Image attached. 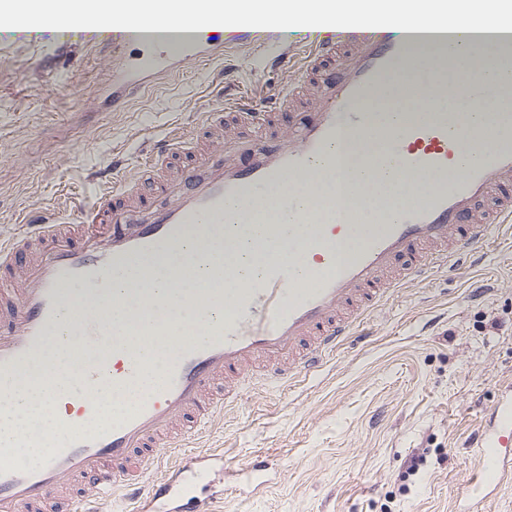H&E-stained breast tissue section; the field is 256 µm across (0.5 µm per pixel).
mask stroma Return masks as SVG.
Segmentation results:
<instances>
[{
    "label": "stroma",
    "mask_w": 512,
    "mask_h": 512,
    "mask_svg": "<svg viewBox=\"0 0 512 512\" xmlns=\"http://www.w3.org/2000/svg\"><path fill=\"white\" fill-rule=\"evenodd\" d=\"M314 27L267 29L149 88L120 111L110 48L67 29H0V240L20 236L38 210L73 223V198L92 203V172L141 153L172 129L192 134L224 98V70L239 90L274 92L283 72L259 71L270 46L308 48ZM491 288L473 295L471 285ZM512 385V236L492 228L474 264L431 268L371 309L358 333L308 376L249 380L191 441L220 454L225 476L196 493L223 498L211 512H512V478L471 490L486 412ZM253 472L247 488L233 471Z\"/></svg>",
    "instance_id": "35a3bbf8"
}]
</instances>
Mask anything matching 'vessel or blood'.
I'll return each instance as SVG.
<instances>
[{
  "label": "vessel or blood",
  "instance_id": "vessel-or-blood-1",
  "mask_svg": "<svg viewBox=\"0 0 512 512\" xmlns=\"http://www.w3.org/2000/svg\"><path fill=\"white\" fill-rule=\"evenodd\" d=\"M254 27L217 24L200 30H95L107 43L152 52L155 70L136 58L113 66L112 108L121 110L154 78L180 72L210 56L225 39L253 38ZM443 43L446 53L424 60V83L410 81L411 43ZM483 41L506 49L512 30L335 28L307 50H274L269 64L289 72L287 88L272 96L244 94L206 113L187 140L166 137L133 175L114 176L96 204L74 224L28 225L0 241V399L10 398L29 372L43 366L48 341L79 337L85 390L51 386L46 400L65 410L61 438L43 461L0 464V512H97L100 498L124 489L138 512H208L189 500L192 481L222 464L219 455H188L151 490L144 476L163 450L184 447L235 402L254 374L281 381L321 366L353 335L365 310L426 274L432 262L476 248L492 225L512 227V81L493 89L507 105L493 125L463 126L444 102L480 79L471 66H452L461 44ZM395 84L409 101L399 132L375 126L366 106ZM395 154L398 208L372 184L344 185L328 194L316 165L331 161L337 142ZM280 190L279 207L309 193L315 220L303 224L285 262L267 265L253 283L224 292V269L211 268L212 288L193 296L205 311L201 329L178 332L163 363L162 382L107 424L89 391L103 378L114 390L134 384L143 366L124 339L113 338L112 361L93 350L110 328L100 301L112 277L179 248L191 226L264 201ZM374 202L375 224L361 221L348 199ZM476 477L498 486L512 458V393L485 416Z\"/></svg>",
  "mask_w": 512,
  "mask_h": 512
}]
</instances>
